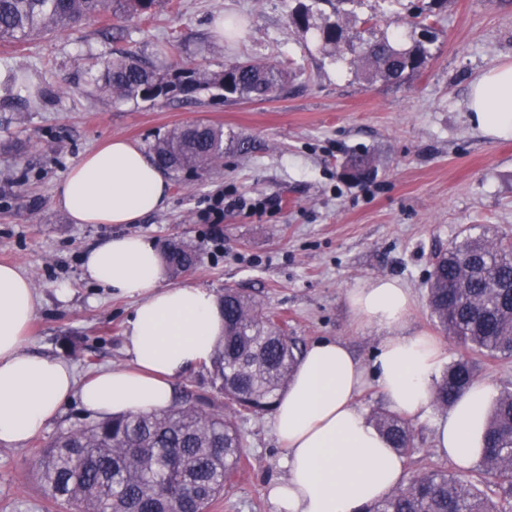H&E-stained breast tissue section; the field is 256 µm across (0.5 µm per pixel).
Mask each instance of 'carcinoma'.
<instances>
[{
	"label": "carcinoma",
	"mask_w": 512,
	"mask_h": 512,
	"mask_svg": "<svg viewBox=\"0 0 512 512\" xmlns=\"http://www.w3.org/2000/svg\"><path fill=\"white\" fill-rule=\"evenodd\" d=\"M158 0H0V40L22 43L92 18H123L148 12ZM332 0L302 5L291 20L319 14L326 45L343 38L346 10L327 15L313 9ZM428 50L403 47L389 39L362 42L358 59L374 78L401 83L427 62ZM105 87L127 100L152 101L167 93H193L213 87L228 95L267 101L278 96L284 70L275 63L237 61L217 75L180 68L186 82L144 66L131 54L99 62ZM9 86L23 85L40 95L27 71L18 68ZM163 170L206 175L224 159V128L203 121L176 127L150 146ZM169 272L196 265L190 245L168 241L160 248ZM512 243L466 236L436 257L427 289V307L442 332L466 349L437 382L434 405L448 409L476 379L483 360L512 357ZM224 336L210 360L213 389L224 395V410L207 396H190L160 412L85 422L59 433L38 457V480L45 495L72 504L77 512H205L234 484L245 460V435L235 419L273 409L285 391L301 354L287 322L236 288L224 289ZM375 427L400 455L419 453L415 430L403 416L378 409ZM486 448L474 476L423 469L366 512H507L512 507V391L498 396L488 418Z\"/></svg>",
	"instance_id": "obj_1"
}]
</instances>
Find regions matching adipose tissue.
Instances as JSON below:
<instances>
[{
	"mask_svg": "<svg viewBox=\"0 0 512 512\" xmlns=\"http://www.w3.org/2000/svg\"><path fill=\"white\" fill-rule=\"evenodd\" d=\"M469 111L483 135L512 136V63L490 68L473 83ZM55 200L75 224H134L164 208L168 183L137 145L116 138L71 167ZM83 272L112 297L134 300L124 332L128 362L81 379L64 360L25 352L39 296L17 267L1 264L0 445H24L73 400L103 418L169 407L174 382L208 363L224 333L216 295L191 283L163 285L160 251L144 237L103 240L84 254ZM348 301L384 335L368 362L338 338L304 350L270 419L287 471L270 487L273 512H362L405 483L404 458L360 403L372 386L389 410L431 420L438 451L455 466L467 469L482 457L486 422L499 396L495 387L475 380L447 410L435 412L439 345L424 334L401 333L408 289L379 279L352 289Z\"/></svg>",
	"mask_w": 512,
	"mask_h": 512,
	"instance_id": "adipose-tissue-1",
	"label": "adipose tissue"
}]
</instances>
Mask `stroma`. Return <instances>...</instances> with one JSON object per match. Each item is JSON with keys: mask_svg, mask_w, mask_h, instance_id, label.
Instances as JSON below:
<instances>
[{"mask_svg": "<svg viewBox=\"0 0 512 512\" xmlns=\"http://www.w3.org/2000/svg\"><path fill=\"white\" fill-rule=\"evenodd\" d=\"M300 0H162L146 17L89 22L24 43H0V69L28 70L41 95L0 91V264L18 266L40 302L24 344L60 358L78 376L127 357L123 330L134 303L110 297L83 275L84 253L115 234L154 242L180 238L197 264L168 285L193 283L223 296L231 287L287 320L300 345L322 337L370 360L380 332L358 321L347 293L388 278L408 288L407 334L439 344L441 366L462 353L426 306L436 255L463 234L512 240V138L492 140L470 122L471 85L512 61V0H356L343 38L353 43L420 40L411 23L429 14L431 60L403 83L371 77L349 51L335 53L317 30L289 23ZM237 21L218 36L216 16ZM135 53L164 73L200 66L219 73L235 59L280 62L278 98L257 102L202 88L155 101L108 94L95 59ZM207 121L224 128V161L203 178L168 175L169 201L136 224H74L55 188L85 154L111 139L141 149L173 127ZM371 158L360 179L350 161ZM277 198L266 211L230 208L205 221L216 193ZM67 294H59V285ZM78 402L18 448L0 446V512H75L41 491L35 463L45 442L89 421ZM269 413L238 417L245 467L207 512H272L268 488L284 478V451Z\"/></svg>", "mask_w": 512, "mask_h": 512, "instance_id": "obj_1", "label": "stroma"}]
</instances>
